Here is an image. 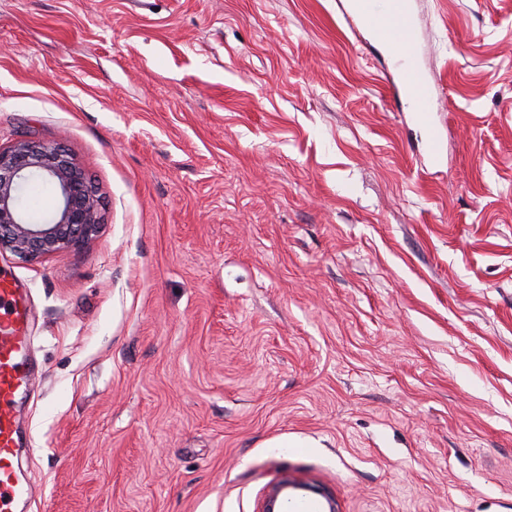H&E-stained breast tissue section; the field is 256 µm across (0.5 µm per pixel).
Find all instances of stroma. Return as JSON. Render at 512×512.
<instances>
[{"label": "stroma", "instance_id": "35a3bbf8", "mask_svg": "<svg viewBox=\"0 0 512 512\" xmlns=\"http://www.w3.org/2000/svg\"><path fill=\"white\" fill-rule=\"evenodd\" d=\"M444 156L345 0H0V144L64 146L26 512H512V0H413ZM302 484H299L293 480L284 478L279 483L274 485L268 492L264 507L260 510L261 512H281L288 510H275L276 507L284 508L288 504V495L286 491L289 488L301 489Z\"/></svg>", "mask_w": 512, "mask_h": 512}]
</instances>
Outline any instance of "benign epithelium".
I'll use <instances>...</instances> for the list:
<instances>
[{
    "mask_svg": "<svg viewBox=\"0 0 512 512\" xmlns=\"http://www.w3.org/2000/svg\"><path fill=\"white\" fill-rule=\"evenodd\" d=\"M48 180L55 194L52 213L37 222L22 208L17 192L31 177ZM101 224L100 201L74 159L58 143L21 139L0 146V255L21 261L86 244ZM304 485L285 478L268 492L261 512L288 504V489Z\"/></svg>",
    "mask_w": 512,
    "mask_h": 512,
    "instance_id": "7a95c632",
    "label": "benign epithelium"
}]
</instances>
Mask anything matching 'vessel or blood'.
<instances>
[{
  "label": "vessel or blood",
  "mask_w": 512,
  "mask_h": 512,
  "mask_svg": "<svg viewBox=\"0 0 512 512\" xmlns=\"http://www.w3.org/2000/svg\"><path fill=\"white\" fill-rule=\"evenodd\" d=\"M345 14L353 29L374 33L396 65L397 94L427 128L429 147L441 154L443 143L434 120L431 86L414 63L416 41L410 0H347ZM27 304L20 288L0 275V512H15L32 491L16 472L20 444L16 423L19 394L30 385L27 359Z\"/></svg>",
  "instance_id": "1"
}]
</instances>
